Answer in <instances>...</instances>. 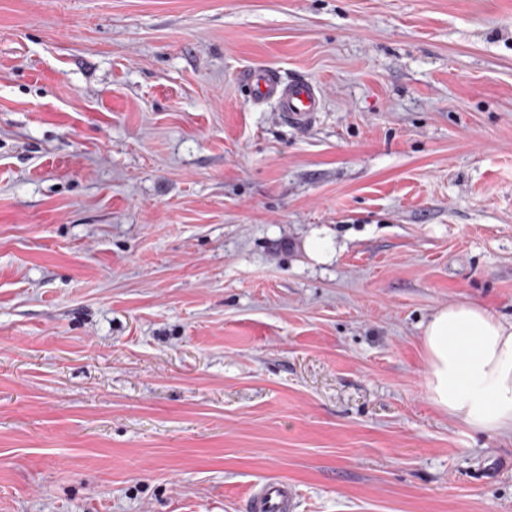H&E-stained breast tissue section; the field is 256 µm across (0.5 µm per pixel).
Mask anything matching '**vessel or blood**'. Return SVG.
<instances>
[{
  "label": "vessel or blood",
  "mask_w": 512,
  "mask_h": 512,
  "mask_svg": "<svg viewBox=\"0 0 512 512\" xmlns=\"http://www.w3.org/2000/svg\"><path fill=\"white\" fill-rule=\"evenodd\" d=\"M239 80L252 102H274L282 120L298 131L308 130L323 108V92L309 78H287L277 69L252 66ZM297 499L296 487L287 480L264 476L247 498V512H296Z\"/></svg>",
  "instance_id": "1"
}]
</instances>
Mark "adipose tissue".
Segmentation results:
<instances>
[{
    "mask_svg": "<svg viewBox=\"0 0 512 512\" xmlns=\"http://www.w3.org/2000/svg\"><path fill=\"white\" fill-rule=\"evenodd\" d=\"M421 344L435 409L475 432H512V322L455 304L431 316Z\"/></svg>",
    "mask_w": 512,
    "mask_h": 512,
    "instance_id": "ef3b65f1",
    "label": "adipose tissue"
}]
</instances>
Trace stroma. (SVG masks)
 <instances>
[{
	"instance_id": "1",
	"label": "stroma",
	"mask_w": 512,
	"mask_h": 512,
	"mask_svg": "<svg viewBox=\"0 0 512 512\" xmlns=\"http://www.w3.org/2000/svg\"><path fill=\"white\" fill-rule=\"evenodd\" d=\"M459 303L512 321V0H0V512H512ZM239 81L252 102H274L282 120L298 131L308 130L322 112L323 92L309 78H287L277 69L252 66L240 73ZM430 404L468 429L512 433V322L473 303L437 310L423 329ZM298 491L287 480L263 476L249 493L248 512H295Z\"/></svg>"
}]
</instances>
